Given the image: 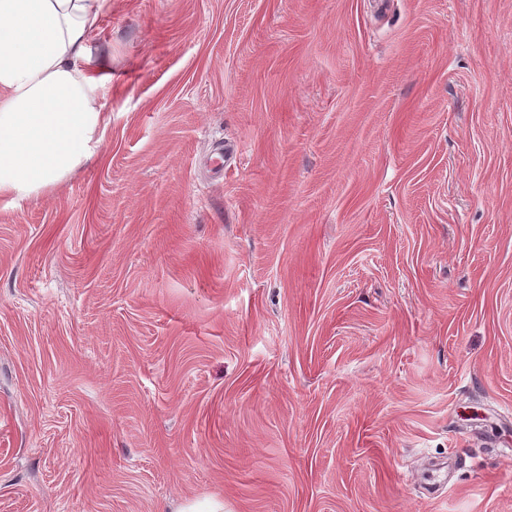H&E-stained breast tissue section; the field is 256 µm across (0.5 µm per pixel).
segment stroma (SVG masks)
Instances as JSON below:
<instances>
[{
    "label": "stroma",
    "instance_id": "obj_1",
    "mask_svg": "<svg viewBox=\"0 0 512 512\" xmlns=\"http://www.w3.org/2000/svg\"><path fill=\"white\" fill-rule=\"evenodd\" d=\"M89 46L96 158L0 197V512H512V0H112Z\"/></svg>",
    "mask_w": 512,
    "mask_h": 512
}]
</instances>
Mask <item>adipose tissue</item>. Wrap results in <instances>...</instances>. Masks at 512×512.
<instances>
[{
  "label": "adipose tissue",
  "instance_id": "obj_1",
  "mask_svg": "<svg viewBox=\"0 0 512 512\" xmlns=\"http://www.w3.org/2000/svg\"><path fill=\"white\" fill-rule=\"evenodd\" d=\"M108 0H0V195L53 190L97 153L105 62L88 50Z\"/></svg>",
  "mask_w": 512,
  "mask_h": 512
}]
</instances>
